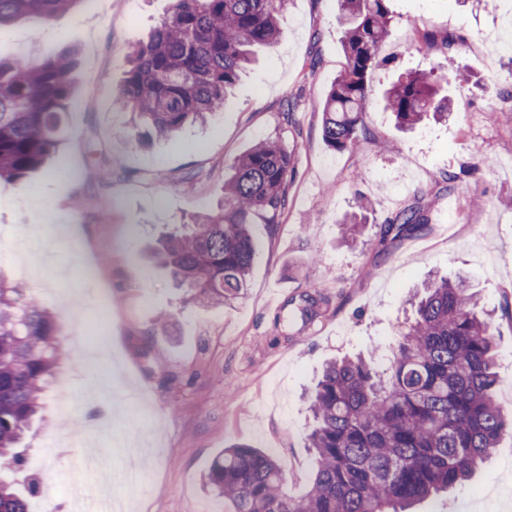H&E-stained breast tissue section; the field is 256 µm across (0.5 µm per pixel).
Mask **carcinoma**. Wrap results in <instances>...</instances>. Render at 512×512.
Masks as SVG:
<instances>
[{
    "label": "carcinoma",
    "instance_id": "cac0c4a2",
    "mask_svg": "<svg viewBox=\"0 0 512 512\" xmlns=\"http://www.w3.org/2000/svg\"><path fill=\"white\" fill-rule=\"evenodd\" d=\"M89 0H0V25L24 19L41 34L59 13ZM344 62L320 104L322 135L343 151L365 139L369 71L391 22L390 0H337ZM285 0H173L147 42L135 44L119 101L130 111L124 133L170 139L219 112L255 49L276 44ZM438 68L410 72L389 89L384 109L400 127L447 110ZM75 52L0 58V180L22 181L56 155L64 116L78 98ZM293 152L264 139L241 154L224 181L218 209L191 224L165 225L159 263L199 307L228 305L246 294L257 214L276 224L288 207ZM426 213L410 207L380 227L379 242L424 232ZM466 280L433 279L398 332L388 369L359 356L331 361L310 395L307 435L314 479L300 498L288 495L270 451L224 449L208 483L224 512H404L468 481L512 411L495 398L496 336L478 312ZM59 315L33 295L0 281V471L21 464L9 453L42 408L44 384L69 359ZM0 512H28L27 499L0 478Z\"/></svg>",
    "mask_w": 512,
    "mask_h": 512
}]
</instances>
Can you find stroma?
Wrapping results in <instances>:
<instances>
[{
  "mask_svg": "<svg viewBox=\"0 0 512 512\" xmlns=\"http://www.w3.org/2000/svg\"><path fill=\"white\" fill-rule=\"evenodd\" d=\"M171 0H101L58 14L32 41L26 23L0 27V57L46 56L77 48L79 99L64 125L63 147L47 169L24 182H0V226L28 235L45 226L30 250L0 257V279L43 258L88 281L112 313L110 364L72 349L45 391L41 417L17 450L23 458L48 439L76 433L95 452L48 460L55 494L103 481L128 512H210L205 477L225 449L248 444L273 451L291 496L312 481L305 394L330 361L359 354L386 370L398 330L411 318L410 298L434 275L466 276L498 331L495 395L512 394V0H391L384 66L368 76L370 134L354 150H331L317 103L344 61L336 0H290L282 35L244 72L224 110L205 127L140 147L120 125L117 99L131 43L147 38ZM448 40L447 51L425 33ZM442 65L448 116L411 130L383 108L399 74ZM293 123L282 128L287 101ZM267 137L293 150L289 206L279 223L254 216V260L245 299L200 308L186 302L169 269L152 257L168 224L215 208L233 161ZM112 165L111 179L99 175ZM460 177L456 190L445 179ZM195 176L194 189L182 186ZM92 198L93 206L79 200ZM370 206L357 211L358 198ZM407 207L425 210L428 229L378 245L381 224ZM360 213L362 243H341L342 219ZM33 293L61 315L65 336L96 318L70 284ZM318 296V314L301 333L286 325L288 302ZM169 313L167 329L157 320ZM74 403L56 405L59 387ZM413 512H512V431L482 468Z\"/></svg>",
  "mask_w": 512,
  "mask_h": 512,
  "instance_id": "obj_1",
  "label": "stroma"
}]
</instances>
